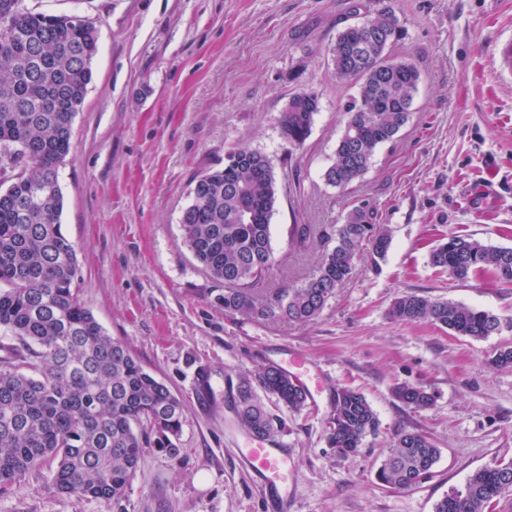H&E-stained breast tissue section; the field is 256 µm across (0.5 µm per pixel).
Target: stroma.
<instances>
[{
    "label": "stroma",
    "mask_w": 512,
    "mask_h": 512,
    "mask_svg": "<svg viewBox=\"0 0 512 512\" xmlns=\"http://www.w3.org/2000/svg\"><path fill=\"white\" fill-rule=\"evenodd\" d=\"M35 12L78 15L99 52L59 169L63 231L79 262L78 294L113 339L184 405L180 454L145 449L124 497L104 503L60 492L52 464L0 491V512H434L483 467L512 462V369L489 354L512 346V284L458 281L429 263L444 235L512 248V78L492 44L512 35V0H393L407 31L392 53L419 69L412 116L369 170L336 188L323 179L346 124L354 85L336 80L331 48L373 0H25ZM320 109L301 148L279 116L299 91ZM238 147L274 160L284 186L271 221L279 267L271 287L317 270L325 244L291 245L296 224H338L353 206L388 225L384 261H359L307 324L224 312V285L183 244L180 219L195 177ZM406 293L499 317L484 339L390 318ZM276 364L301 377L308 406L279 439L288 466L276 486L256 482L242 449L255 440L231 412L240 373ZM432 392L430 408L393 395ZM363 393L379 419L357 454L326 441L337 389ZM431 437L440 456L415 488L383 487L377 471L393 434ZM395 396L406 406L427 409L433 404V395L423 386L404 385L395 390Z\"/></svg>",
    "instance_id": "35a3bbf8"
}]
</instances>
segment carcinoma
Returning a JSON list of instances; mask_svg holds the SVG:
<instances>
[{"instance_id": "carcinoma-1", "label": "carcinoma", "mask_w": 512, "mask_h": 512, "mask_svg": "<svg viewBox=\"0 0 512 512\" xmlns=\"http://www.w3.org/2000/svg\"><path fill=\"white\" fill-rule=\"evenodd\" d=\"M23 2L0 0V171L17 170L0 189V327L18 341L0 358V488L54 461L58 490L109 503L124 496L144 449L178 456L183 406L80 302L77 253L62 230L58 169L70 152L72 119L92 79L98 32L79 16L35 13ZM374 26L375 36L344 26L331 49L336 80L359 86L324 173L335 187L362 178L378 147L399 136L420 81L412 62L391 55L406 37L394 8L375 10ZM318 111L316 94L295 93L279 119L283 139L303 146ZM280 191L268 156L248 148L227 153L224 167L195 179L192 202L181 217L183 243L207 274L224 283L225 313L308 323L351 277L364 250L375 264L385 258L390 232L375 223L365 204L329 228L293 225L296 248L315 234L333 246L301 285L259 299L255 287L276 266L271 219ZM246 205L253 209L250 223L239 218ZM430 263L458 280L489 272L512 283V248L448 235L431 251ZM389 314L397 322H429L473 339L500 327L488 311L412 293L397 298ZM395 396L414 409L433 404L422 386H401ZM307 401L298 379L268 365L239 377L232 409L253 437L274 440L287 429L283 409L298 413ZM378 427L361 392H336L327 443L337 455L355 453ZM439 454L427 435L401 431L377 479L388 488H413L431 473ZM511 499L512 462L476 470L435 512H496Z\"/></svg>"}]
</instances>
